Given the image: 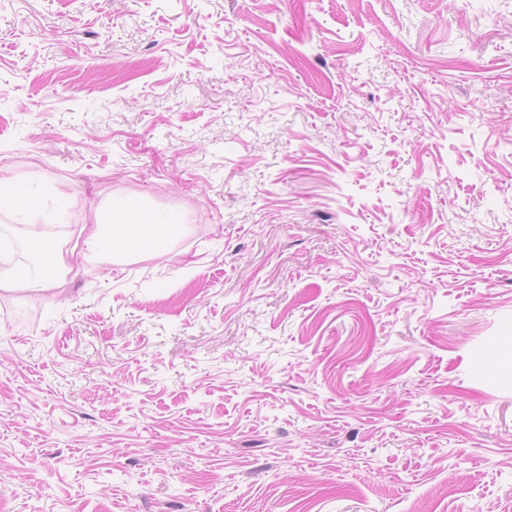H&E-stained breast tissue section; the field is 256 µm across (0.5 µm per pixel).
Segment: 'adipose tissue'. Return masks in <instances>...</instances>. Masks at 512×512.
Wrapping results in <instances>:
<instances>
[{"label": "adipose tissue", "instance_id": "obj_1", "mask_svg": "<svg viewBox=\"0 0 512 512\" xmlns=\"http://www.w3.org/2000/svg\"><path fill=\"white\" fill-rule=\"evenodd\" d=\"M168 217L161 212H150L142 206L129 203L111 205L97 213L91 224L81 225L77 234L87 256L132 255L144 241L146 234L162 239L167 235ZM37 265L27 267L21 277H14L11 270H0V289L23 290L39 294L56 287L68 274L60 242L45 237L39 231L28 236Z\"/></svg>", "mask_w": 512, "mask_h": 512}]
</instances>
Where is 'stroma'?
<instances>
[{"mask_svg": "<svg viewBox=\"0 0 512 512\" xmlns=\"http://www.w3.org/2000/svg\"><path fill=\"white\" fill-rule=\"evenodd\" d=\"M0 512H512V0H0ZM10 209L22 216L25 220L36 219V214L28 209L26 201L12 193L11 183L8 179L0 178V210ZM168 216L149 212L137 204L120 202L103 213L98 211L95 224H82L76 231L82 239L84 256L133 255L144 242L145 232L155 239L167 235ZM29 242L38 263L28 266L20 278H15L11 269L0 270V288L2 291L23 290L37 296L56 287L59 280L72 269L64 263L61 243L45 237L32 228L28 235ZM46 270L52 273L48 274Z\"/></svg>", "mask_w": 512, "mask_h": 512, "instance_id": "1", "label": "stroma"}]
</instances>
